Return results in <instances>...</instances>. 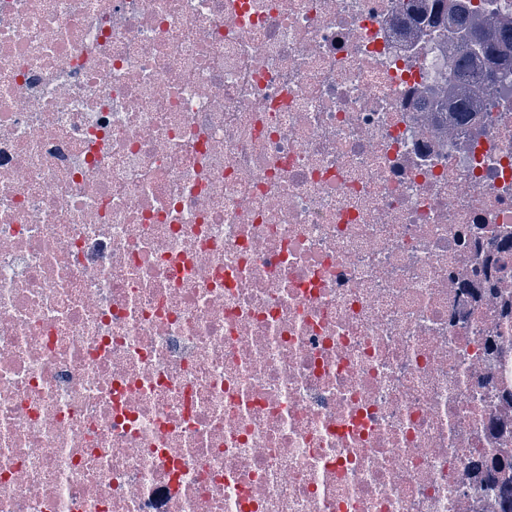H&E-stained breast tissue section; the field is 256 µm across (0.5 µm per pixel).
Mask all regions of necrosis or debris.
<instances>
[{"mask_svg": "<svg viewBox=\"0 0 512 512\" xmlns=\"http://www.w3.org/2000/svg\"><path fill=\"white\" fill-rule=\"evenodd\" d=\"M0 0V512H492L512 69L447 0ZM477 56L475 51L468 53L464 50L455 61L453 73L447 79L446 96H448L449 112L453 114V119L457 123H467L471 121L475 114L474 103L478 102L479 90L469 85L473 72L470 69V62H473V56Z\"/></svg>", "mask_w": 512, "mask_h": 512, "instance_id": "1", "label": "necrosis or debris"}]
</instances>
